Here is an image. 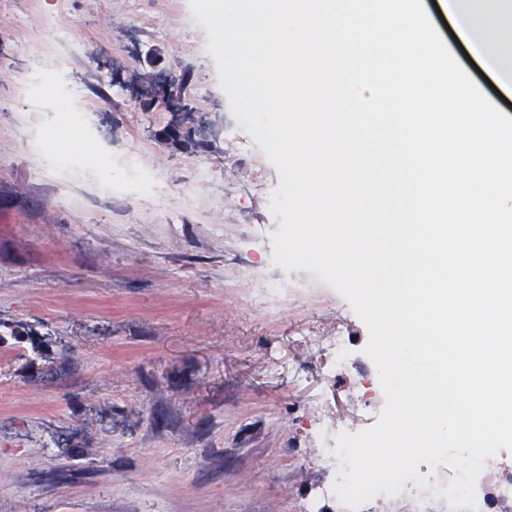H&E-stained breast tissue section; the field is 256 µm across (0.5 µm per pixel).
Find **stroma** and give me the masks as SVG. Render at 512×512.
Returning <instances> with one entry per match:
<instances>
[{
    "label": "stroma",
    "mask_w": 512,
    "mask_h": 512,
    "mask_svg": "<svg viewBox=\"0 0 512 512\" xmlns=\"http://www.w3.org/2000/svg\"><path fill=\"white\" fill-rule=\"evenodd\" d=\"M423 6L464 71L507 105ZM189 0H0V512H346L317 428L373 427L385 404L368 330L332 287L273 260L280 179L235 118ZM210 144L165 135L131 88L151 55ZM140 155L152 194L47 153ZM287 282L275 308L256 293ZM331 336L349 350L331 372ZM512 450L485 463L482 512ZM366 512H452L431 490Z\"/></svg>",
    "instance_id": "obj_1"
}]
</instances>
